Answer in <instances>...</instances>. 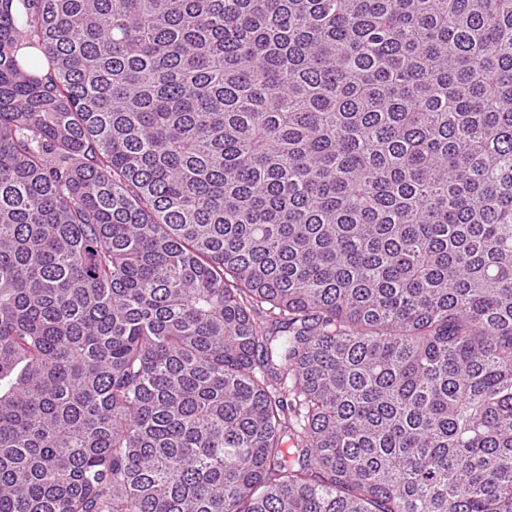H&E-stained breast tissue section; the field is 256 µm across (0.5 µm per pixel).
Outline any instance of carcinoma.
Here are the masks:
<instances>
[{
    "mask_svg": "<svg viewBox=\"0 0 512 512\" xmlns=\"http://www.w3.org/2000/svg\"><path fill=\"white\" fill-rule=\"evenodd\" d=\"M0 512H512V0H0Z\"/></svg>",
    "mask_w": 512,
    "mask_h": 512,
    "instance_id": "1",
    "label": "carcinoma"
}]
</instances>
